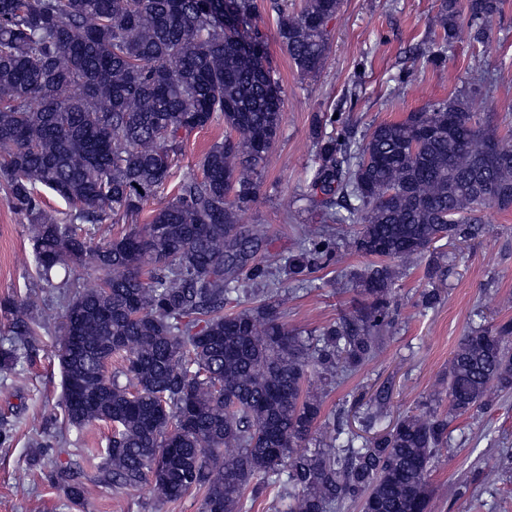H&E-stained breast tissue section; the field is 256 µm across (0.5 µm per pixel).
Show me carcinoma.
Masks as SVG:
<instances>
[{"mask_svg": "<svg viewBox=\"0 0 512 512\" xmlns=\"http://www.w3.org/2000/svg\"><path fill=\"white\" fill-rule=\"evenodd\" d=\"M340 3L304 0L290 12L273 0L279 43L301 75L324 68ZM500 10L501 0H447L443 40L463 25L483 35ZM227 11L248 28L257 0H0V188L27 221L46 287L68 285L79 269L104 274L97 287L60 297L64 420L112 424L98 482L149 483L164 501L200 492L203 512H243L246 492L283 483L287 512H429L451 423L512 390V320L461 337L433 394L446 412L426 406L387 425L381 406L364 403L371 438L323 422L321 389L306 375L332 378L374 357L394 323L390 263L474 239L478 211L512 207V149H487L498 133L463 99L359 138L337 130L344 113L326 112L302 194L318 222L288 267L273 266L257 257L263 229L237 216L259 200L282 88L263 65V36L256 30L244 45ZM218 119L227 135L205 153L201 174L180 179L145 224L100 244L79 230L109 213L139 216L172 177L184 138ZM43 190L72 206L66 218L45 209ZM353 225L355 250L379 263L359 278L360 302L304 337L282 321L283 282L328 263ZM250 283L262 287L260 303L224 313ZM43 302L0 306L10 336L1 372L35 342ZM318 431L322 447L311 450ZM56 479L72 500L84 498L78 472Z\"/></svg>", "mask_w": 512, "mask_h": 512, "instance_id": "cac0c4a2", "label": "carcinoma"}]
</instances>
